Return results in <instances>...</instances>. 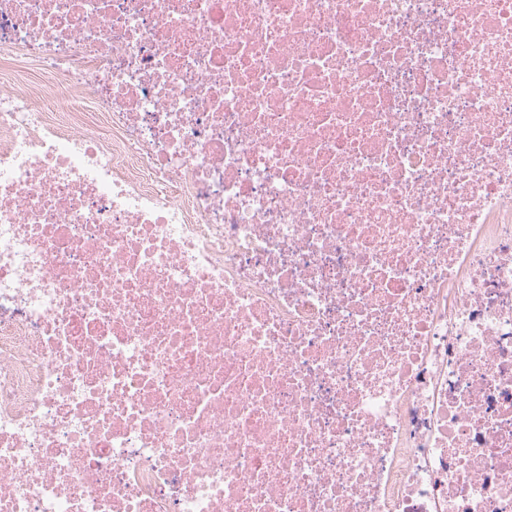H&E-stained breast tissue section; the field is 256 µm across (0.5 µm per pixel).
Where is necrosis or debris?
Here are the masks:
<instances>
[{
	"mask_svg": "<svg viewBox=\"0 0 512 512\" xmlns=\"http://www.w3.org/2000/svg\"><path fill=\"white\" fill-rule=\"evenodd\" d=\"M0 512H512V0H0Z\"/></svg>",
	"mask_w": 512,
	"mask_h": 512,
	"instance_id": "necrosis-or-debris-1",
	"label": "necrosis or debris"
}]
</instances>
